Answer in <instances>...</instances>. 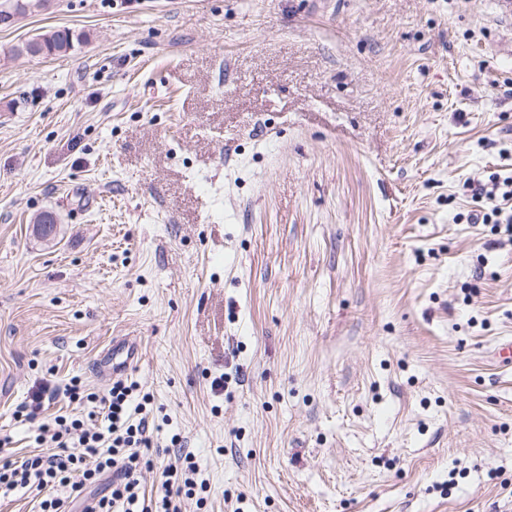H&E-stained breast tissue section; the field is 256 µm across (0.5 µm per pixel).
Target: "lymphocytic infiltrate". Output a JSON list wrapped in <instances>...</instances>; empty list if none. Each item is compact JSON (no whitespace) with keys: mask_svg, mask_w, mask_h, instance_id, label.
<instances>
[{"mask_svg":"<svg viewBox=\"0 0 512 512\" xmlns=\"http://www.w3.org/2000/svg\"><path fill=\"white\" fill-rule=\"evenodd\" d=\"M471 191L490 206L469 213L468 222L501 224L512 234V176L473 182ZM137 390L121 379L103 394L77 379L62 391L48 384L38 387L17 412L34 424L36 449L0 465V496L28 493L32 512H182L197 486V466L191 456L178 459L166 468L161 492L145 495L143 473L153 466L142 453L150 445V398ZM61 392L69 402L86 406V416L60 413L39 421L45 401Z\"/></svg>","mask_w":512,"mask_h":512,"instance_id":"f902f5d3","label":"lymphocytic infiltrate"}]
</instances>
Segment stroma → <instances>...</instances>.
I'll use <instances>...</instances> for the list:
<instances>
[{"label":"stroma","instance_id":"1","mask_svg":"<svg viewBox=\"0 0 512 512\" xmlns=\"http://www.w3.org/2000/svg\"><path fill=\"white\" fill-rule=\"evenodd\" d=\"M66 55L18 54L49 30ZM512 0H49L0 24V463L113 345L186 512H512ZM56 217L50 238L34 222ZM85 39L83 33H75L70 29L55 30L37 35L23 43L20 48L30 56L66 55ZM469 186L473 197L485 198L491 206L470 212L467 221L471 224H505V232L512 234V204L508 205L512 201V176L501 181L497 175H491L487 182L473 180Z\"/></svg>","mask_w":512,"mask_h":512}]
</instances>
